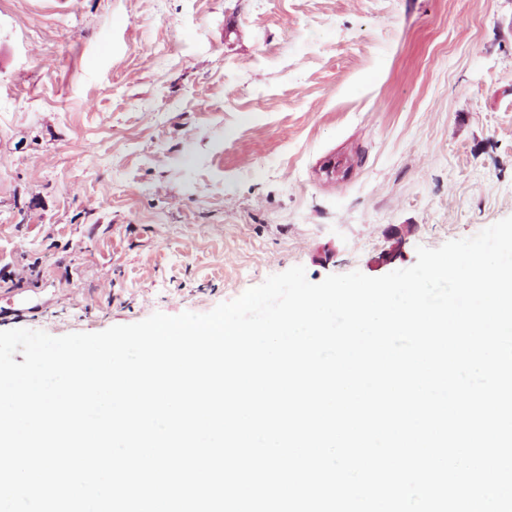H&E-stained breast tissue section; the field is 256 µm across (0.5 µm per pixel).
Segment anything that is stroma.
<instances>
[{
    "instance_id": "1",
    "label": "stroma",
    "mask_w": 512,
    "mask_h": 512,
    "mask_svg": "<svg viewBox=\"0 0 512 512\" xmlns=\"http://www.w3.org/2000/svg\"><path fill=\"white\" fill-rule=\"evenodd\" d=\"M508 216L512 0H0V331L380 277Z\"/></svg>"
}]
</instances>
